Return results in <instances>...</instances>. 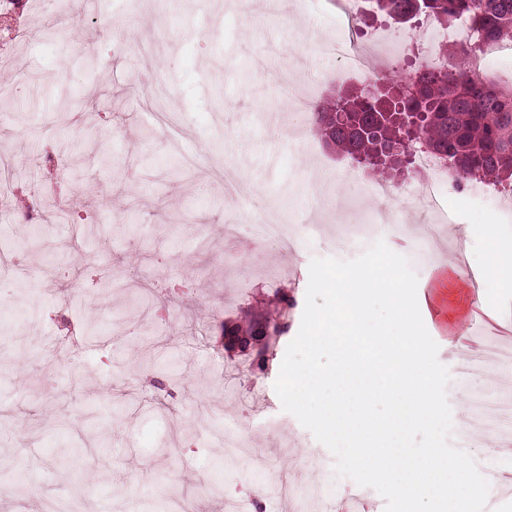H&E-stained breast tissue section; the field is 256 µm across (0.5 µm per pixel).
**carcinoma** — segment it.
<instances>
[{"instance_id": "obj_1", "label": "carcinoma", "mask_w": 512, "mask_h": 512, "mask_svg": "<svg viewBox=\"0 0 512 512\" xmlns=\"http://www.w3.org/2000/svg\"><path fill=\"white\" fill-rule=\"evenodd\" d=\"M378 13L410 21L427 17L452 31L469 22L474 40L456 46L464 64L441 71L425 63L399 87L407 112L425 117L415 135L385 117L380 99L364 91L346 92L318 104L314 126L324 143L365 167L382 173L407 158L416 138L424 150L449 162L457 185L492 180L512 185V90L471 73L470 57L512 31V0H363Z\"/></svg>"}]
</instances>
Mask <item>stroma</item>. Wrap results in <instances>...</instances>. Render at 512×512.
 Returning <instances> with one entry per match:
<instances>
[{
	"label": "stroma",
	"instance_id": "stroma-1",
	"mask_svg": "<svg viewBox=\"0 0 512 512\" xmlns=\"http://www.w3.org/2000/svg\"><path fill=\"white\" fill-rule=\"evenodd\" d=\"M59 35L30 32L0 61V173L25 189L14 209L58 194L70 225L40 248L26 223L0 221V258L25 269L0 278V512H300L273 494L334 472V457L291 414L274 383L299 331L313 258L352 260L375 239L412 257L419 238L433 259L414 265L419 284L451 260L465 234L470 266L455 299L419 302L450 373L447 329L479 336L512 323V281L477 297L490 237L512 238L505 216L469 188L448 185L453 227L412 205L424 179L415 164L374 175L327 148L309 114L295 112L281 79L315 100L363 87L337 77L317 51L342 37L341 0H75ZM360 40L382 34L407 48L382 72L403 79L432 50L416 24L359 15ZM83 96L82 112L59 108ZM80 147L78 176L61 179L65 145ZM106 145L111 167L99 162ZM381 181L399 224L338 245L344 225L376 218L366 196ZM277 212L291 246L257 241L253 223ZM120 271L111 294L99 273ZM285 330L266 355L247 333L267 318ZM100 337L89 340L88 323ZM69 357L70 378L56 359ZM245 376H237V367ZM107 428L108 444L98 442ZM83 455L73 456L69 447Z\"/></svg>",
	"mask_w": 512,
	"mask_h": 512
}]
</instances>
